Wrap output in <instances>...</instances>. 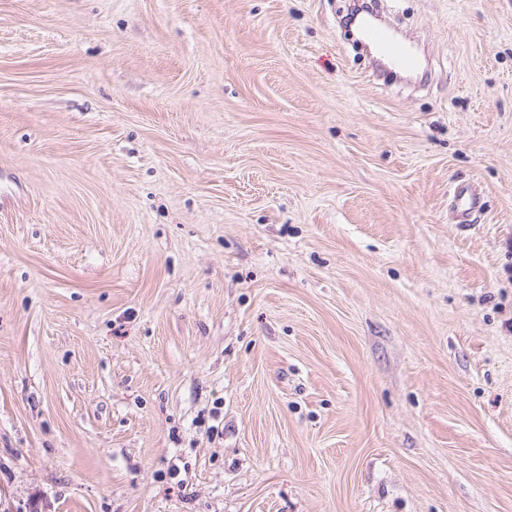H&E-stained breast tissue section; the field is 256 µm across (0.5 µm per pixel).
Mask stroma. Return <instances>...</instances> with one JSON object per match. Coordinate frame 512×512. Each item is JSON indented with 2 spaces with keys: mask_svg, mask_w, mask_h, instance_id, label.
<instances>
[{
  "mask_svg": "<svg viewBox=\"0 0 512 512\" xmlns=\"http://www.w3.org/2000/svg\"><path fill=\"white\" fill-rule=\"evenodd\" d=\"M374 2L0 0V512H512V0ZM362 34L373 49L377 60L385 67L396 71H409L417 67L418 59L415 52L397 40L387 27L364 22Z\"/></svg>",
  "mask_w": 512,
  "mask_h": 512,
  "instance_id": "obj_1",
  "label": "stroma"
}]
</instances>
